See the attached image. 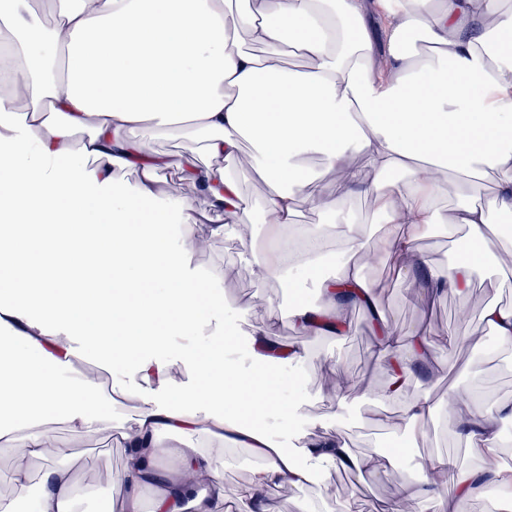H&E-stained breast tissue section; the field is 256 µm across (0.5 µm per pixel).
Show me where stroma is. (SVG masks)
Masks as SVG:
<instances>
[{
  "label": "stroma",
  "instance_id": "stroma-1",
  "mask_svg": "<svg viewBox=\"0 0 512 512\" xmlns=\"http://www.w3.org/2000/svg\"><path fill=\"white\" fill-rule=\"evenodd\" d=\"M153 148L171 155L174 161L173 166L158 173L160 201L179 199L195 208L208 209L206 195L192 182L184 180L180 170L181 165L190 162L206 164L207 158L198 141L158 138L154 140ZM247 159L248 154L243 151L225 162L227 171L239 181L244 199L242 208L224 218L223 238L211 241L206 250L194 253L190 259L192 270L204 276L218 277L226 305L239 314L235 324L238 340L225 347L224 355L244 373L250 368L246 347L248 335L265 320L268 307L284 304L277 281L258 282L243 260L244 242L251 239L263 242L267 233L266 225L255 221V205L262 195V188L253 180ZM418 285V279L394 274L389 292L380 293L379 299L394 325L407 329L424 323L434 329L438 337L435 345L437 363L414 364L401 397L383 399L387 379L373 366L375 342L362 328L364 312L353 305L345 306L343 315L353 326L350 335L321 336L305 341V357L280 366L282 376L289 381L299 380L303 392L300 415L295 421L272 412L263 418L265 427L284 448L300 450L302 434L329 431L346 436L357 454L370 448L383 452L402 449L404 476L409 478L419 477L423 466L441 455L454 457L462 469L478 465L476 449L468 446L451 414L441 413L428 421L424 426V438L414 447L405 436L400 416L405 402L423 392L431 393L435 401L444 405L451 394L472 391L470 405L476 411L512 402V357H502L495 349L477 353L473 348L447 343L448 338L454 336L475 335L481 310L487 303H499L506 298L512 300V276L494 265H481L474 272L469 293L451 292L430 306L414 301ZM462 311L469 313V321H458L457 315ZM331 366L336 369L337 379L353 377L357 380L341 408L337 407L324 382L325 373ZM136 417L135 402L127 401L105 413L90 433L72 431L62 423L49 425L46 451L52 455L59 449L67 450L69 474L79 490L77 512H99L101 499L96 491L112 485L115 475L122 469L125 450L120 435L134 426ZM213 457L225 484L236 486L239 491L231 512H248L253 460L238 448L214 451ZM352 478L346 472L323 471L318 481L304 487L274 490L268 498V510L376 512L398 490V478L366 472L354 478L361 490L351 497L347 494V483Z\"/></svg>",
  "mask_w": 512,
  "mask_h": 512
}]
</instances>
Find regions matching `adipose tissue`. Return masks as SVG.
Returning a JSON list of instances; mask_svg holds the SVG:
<instances>
[{
    "label": "adipose tissue",
    "instance_id": "ef3b65f1",
    "mask_svg": "<svg viewBox=\"0 0 512 512\" xmlns=\"http://www.w3.org/2000/svg\"><path fill=\"white\" fill-rule=\"evenodd\" d=\"M233 13L227 0H48L50 29L32 24L35 0H0V23L19 47L11 68L24 96L0 94V444L15 450L16 500L31 512H76L65 452L45 454L44 424L66 422L92 431L114 399L134 398V426L122 435L126 456L111 498L112 512H142V490L153 487L151 512H229L224 478L202 439L246 448L256 458L250 512H268L270 491L309 478L257 420L267 404L254 387L283 384L273 364L301 358L282 342L280 313L302 331L321 320L345 335L343 293L375 301L364 274L367 230L344 207L364 198L380 220L384 252L400 272L424 269L428 299L467 293L476 266L495 252L499 227L490 212L512 216V9L503 0H247ZM386 16V50L377 52L369 22ZM248 36L260 54L243 49ZM293 40L305 64H282ZM89 135L74 142L77 130ZM198 138L205 166L184 165L202 188L209 212L185 202L156 204L166 155L141 156L144 141ZM250 143L249 168L263 187L261 223L288 228L300 205L316 223L337 220L341 249L334 274L323 270L319 240L292 252L280 238L269 252L245 242L257 280L278 279L317 295L287 310L271 307L250 338L252 371L224 359L236 317L210 279L190 269L200 240L224 235L222 216L241 209L238 181L223 167ZM318 158L310 169V158ZM139 173L135 189L116 172ZM494 174L488 197L477 181ZM458 196L438 203L443 176ZM315 178L336 179L335 194L312 195ZM439 229L464 233L474 251L449 266H421L416 241ZM218 334L202 345V325ZM374 364L398 392L409 365L436 362L433 331L385 323ZM131 364L132 380L117 397L77 373L80 354ZM195 369L186 388L172 371ZM512 417L502 403L459 414L482 470L512 494V471L495 463L499 426ZM316 464H346L392 476L396 453L353 454L324 432L306 438ZM44 461L41 485L30 492L25 460ZM434 476L402 482L381 512H470L482 496L477 472L452 457ZM452 496L442 497V480Z\"/></svg>",
    "mask_w": 512,
    "mask_h": 512
}]
</instances>
